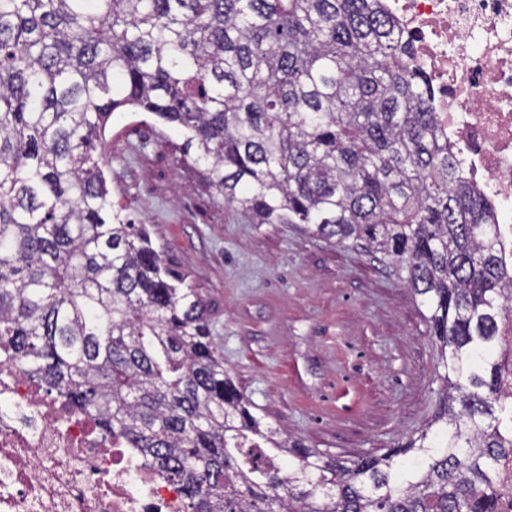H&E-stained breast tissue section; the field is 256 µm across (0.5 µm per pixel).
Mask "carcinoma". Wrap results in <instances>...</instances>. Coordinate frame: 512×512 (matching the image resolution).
Returning <instances> with one entry per match:
<instances>
[{
    "instance_id": "cac0c4a2",
    "label": "carcinoma",
    "mask_w": 512,
    "mask_h": 512,
    "mask_svg": "<svg viewBox=\"0 0 512 512\" xmlns=\"http://www.w3.org/2000/svg\"><path fill=\"white\" fill-rule=\"evenodd\" d=\"M406 53L383 0H0V366L191 512H492L512 273ZM126 106L180 128L253 223L366 247L420 296L441 389L417 436L342 459L251 411L196 289L112 204Z\"/></svg>"
}]
</instances>
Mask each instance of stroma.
<instances>
[{
  "instance_id": "1",
  "label": "stroma",
  "mask_w": 512,
  "mask_h": 512,
  "mask_svg": "<svg viewBox=\"0 0 512 512\" xmlns=\"http://www.w3.org/2000/svg\"><path fill=\"white\" fill-rule=\"evenodd\" d=\"M184 142L150 113L115 112L107 183L116 208L181 264L252 412L345 459L416 436L440 388L419 297L364 248L237 213Z\"/></svg>"
}]
</instances>
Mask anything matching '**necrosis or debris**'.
<instances>
[{"mask_svg": "<svg viewBox=\"0 0 512 512\" xmlns=\"http://www.w3.org/2000/svg\"><path fill=\"white\" fill-rule=\"evenodd\" d=\"M427 76L431 106L469 179L491 201L512 269V0H384ZM495 354L512 431V317ZM0 512H184L132 449L14 368L0 366Z\"/></svg>", "mask_w": 512, "mask_h": 512, "instance_id": "obj_1", "label": "necrosis or debris"}]
</instances>
